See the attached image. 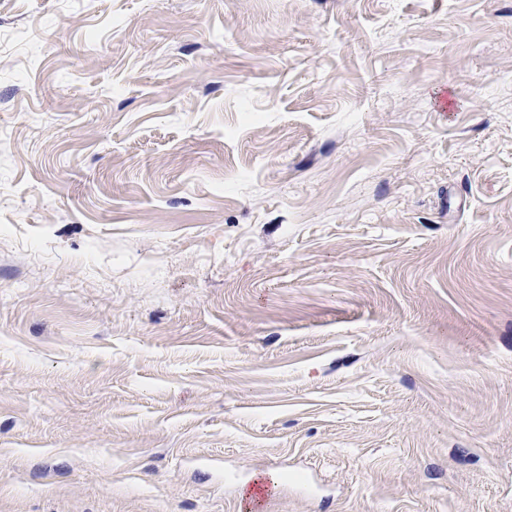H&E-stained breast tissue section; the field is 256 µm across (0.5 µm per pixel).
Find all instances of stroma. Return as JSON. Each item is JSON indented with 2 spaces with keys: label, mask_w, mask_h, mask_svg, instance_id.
<instances>
[{
  "label": "stroma",
  "mask_w": 512,
  "mask_h": 512,
  "mask_svg": "<svg viewBox=\"0 0 512 512\" xmlns=\"http://www.w3.org/2000/svg\"><path fill=\"white\" fill-rule=\"evenodd\" d=\"M512 512V0H0V512Z\"/></svg>",
  "instance_id": "stroma-1"
}]
</instances>
